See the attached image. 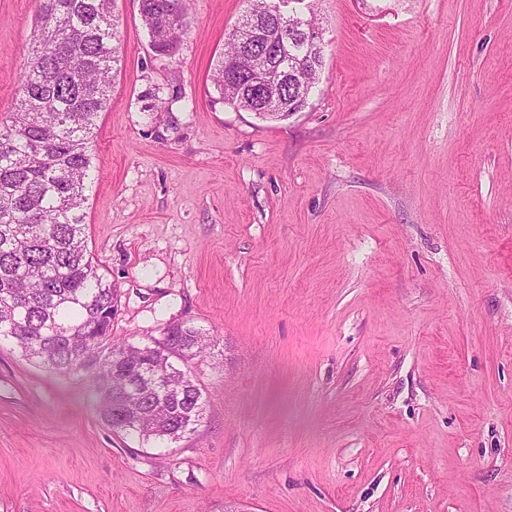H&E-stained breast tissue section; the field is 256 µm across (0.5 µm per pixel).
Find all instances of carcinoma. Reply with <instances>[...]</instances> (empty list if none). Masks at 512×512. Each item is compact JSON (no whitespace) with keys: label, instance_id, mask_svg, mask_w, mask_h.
Listing matches in <instances>:
<instances>
[{"label":"carcinoma","instance_id":"1","mask_svg":"<svg viewBox=\"0 0 512 512\" xmlns=\"http://www.w3.org/2000/svg\"><path fill=\"white\" fill-rule=\"evenodd\" d=\"M258 20L246 53L281 50L288 68L304 76L309 98L322 68V45L308 41L303 23L267 14L268 0H251ZM113 0H40L17 107L0 116V341L58 373L85 378L96 391L104 423L117 433L177 441L195 432L203 416L200 388L189 364L213 339L193 327L168 324L159 341H112L120 291L98 273L85 234L90 143L106 110L121 34ZM141 17L158 59L171 58L185 31L183 0H141ZM248 66L227 41L213 71L222 98L241 106ZM299 95L289 85L261 103L262 112H292ZM163 371L166 384L151 388L144 375Z\"/></svg>","mask_w":512,"mask_h":512}]
</instances>
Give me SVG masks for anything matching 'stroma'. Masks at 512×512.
<instances>
[{"label":"stroma","instance_id":"35a3bbf8","mask_svg":"<svg viewBox=\"0 0 512 512\" xmlns=\"http://www.w3.org/2000/svg\"><path fill=\"white\" fill-rule=\"evenodd\" d=\"M114 5L86 236L115 340L213 336L203 420L113 433L2 342L0 512H512V0H314L323 69L281 121L211 82L248 0H185L165 61ZM38 11L0 0V115Z\"/></svg>","mask_w":512,"mask_h":512}]
</instances>
